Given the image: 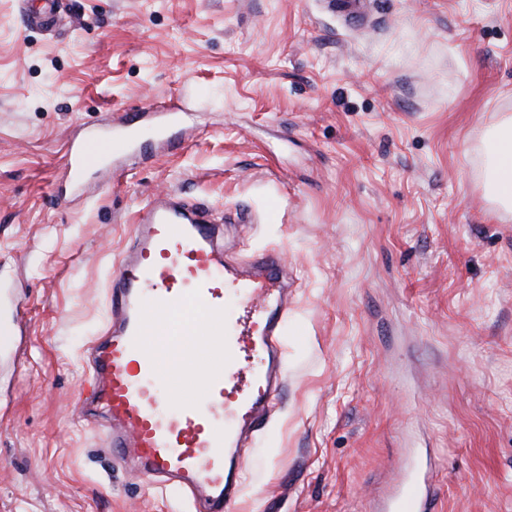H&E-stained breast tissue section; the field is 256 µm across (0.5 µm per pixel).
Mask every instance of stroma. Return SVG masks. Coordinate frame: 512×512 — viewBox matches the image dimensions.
I'll return each mask as SVG.
<instances>
[{"mask_svg": "<svg viewBox=\"0 0 512 512\" xmlns=\"http://www.w3.org/2000/svg\"><path fill=\"white\" fill-rule=\"evenodd\" d=\"M0 0V512H197L114 462L72 402L110 275L157 192L214 209L239 263L282 255L285 384L231 512H383L430 451L437 512H512V210L486 196L512 117V0ZM190 107L85 171L113 115ZM120 148V144L114 141L101 142L92 139L74 145L67 161L70 180L80 183L86 166L97 163L104 155L111 152L114 154Z\"/></svg>", "mask_w": 512, "mask_h": 512, "instance_id": "obj_1", "label": "stroma"}]
</instances>
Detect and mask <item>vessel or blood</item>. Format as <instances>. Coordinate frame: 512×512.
I'll return each instance as SVG.
<instances>
[{"mask_svg": "<svg viewBox=\"0 0 512 512\" xmlns=\"http://www.w3.org/2000/svg\"><path fill=\"white\" fill-rule=\"evenodd\" d=\"M117 142L74 145L72 182ZM218 225L164 195L143 208L110 277V315L89 354L75 410L97 420L112 457L138 475L191 494L203 512H227L240 493L245 450L270 422L284 384L280 337L288 281L275 253L248 270L224 259ZM234 292L243 311L224 313ZM193 376L197 396L184 392ZM166 383L168 395L154 387ZM426 468L412 472L394 512H436Z\"/></svg>", "mask_w": 512, "mask_h": 512, "instance_id": "1", "label": "vessel or blood"}]
</instances>
